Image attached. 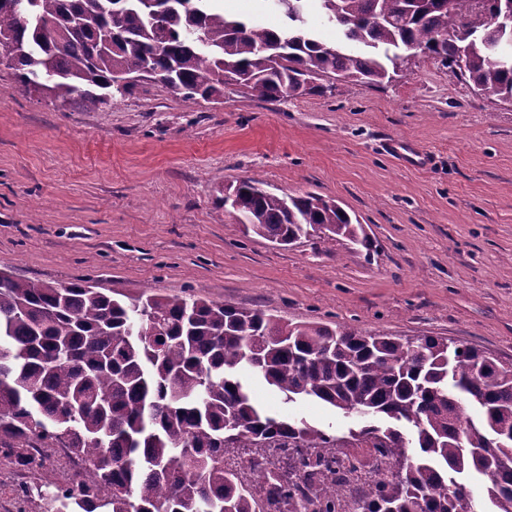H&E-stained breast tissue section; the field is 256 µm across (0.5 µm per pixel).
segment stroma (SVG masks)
Returning a JSON list of instances; mask_svg holds the SVG:
<instances>
[{"instance_id": "obj_1", "label": "stroma", "mask_w": 512, "mask_h": 512, "mask_svg": "<svg viewBox=\"0 0 512 512\" xmlns=\"http://www.w3.org/2000/svg\"><path fill=\"white\" fill-rule=\"evenodd\" d=\"M217 6L282 23L271 0ZM392 140L424 152V165L400 163ZM247 177L337 201L371 250L245 234L216 196ZM0 269L443 336L512 364V106L424 55L380 87L338 81L266 102L231 86L220 101L188 103L154 82L105 110L53 106L1 67ZM253 394L277 414L340 434L350 425L260 381Z\"/></svg>"}]
</instances>
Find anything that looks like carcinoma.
Segmentation results:
<instances>
[{"instance_id": "cac0c4a2", "label": "carcinoma", "mask_w": 512, "mask_h": 512, "mask_svg": "<svg viewBox=\"0 0 512 512\" xmlns=\"http://www.w3.org/2000/svg\"><path fill=\"white\" fill-rule=\"evenodd\" d=\"M216 0H0V53L25 92L112 106L160 82L186 101L242 86L265 101L320 95L331 80L391 82L405 52L451 68L512 105V0H274L275 31ZM319 9L357 48L302 27ZM246 233L372 246L363 225L315 193L279 196L249 178L225 187ZM288 402L310 399L360 427L339 437L276 417L241 369ZM288 447V472L262 449ZM83 467L40 483L46 449ZM234 451L255 482L224 465ZM0 457L35 479L47 512H344L336 485L397 469L351 512H512V365L441 336L401 339L353 324L290 323L195 295L114 298L0 271Z\"/></svg>"}]
</instances>
